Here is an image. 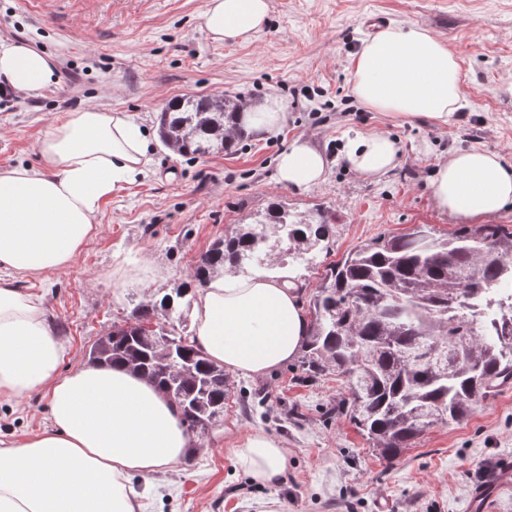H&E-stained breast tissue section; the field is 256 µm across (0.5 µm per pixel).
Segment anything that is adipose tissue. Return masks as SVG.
Returning <instances> with one entry per match:
<instances>
[{"mask_svg":"<svg viewBox=\"0 0 512 512\" xmlns=\"http://www.w3.org/2000/svg\"><path fill=\"white\" fill-rule=\"evenodd\" d=\"M268 0H207L203 24L213 41L245 42L263 30ZM53 75L45 55L0 39V81L41 96ZM351 91L369 109L410 121L447 124L460 106L462 74L446 43L417 24L391 25L364 42L349 72ZM286 120L275 96L235 114L236 127L261 138ZM147 130L127 113L89 107L55 118L36 163L0 171V399L47 397L49 423L38 433L0 439V512H145L133 474L174 469L194 445L175 406L147 378L122 365L89 364L64 374L65 346L40 296L16 276L65 270L97 231L104 199L144 173ZM400 146L375 131L348 138L344 158L366 179L393 170ZM322 152L294 141L276 164L279 183L323 181ZM437 207L460 220L512 205V167L491 152L454 151L431 183ZM290 280L224 275L198 290L191 342L225 370L254 378L300 352L309 325ZM237 466L271 484L288 451L256 431L234 448Z\"/></svg>","mask_w":512,"mask_h":512,"instance_id":"obj_1","label":"adipose tissue"}]
</instances>
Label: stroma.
<instances>
[{
  "label": "stroma",
  "instance_id": "35a3bbf8",
  "mask_svg": "<svg viewBox=\"0 0 512 512\" xmlns=\"http://www.w3.org/2000/svg\"><path fill=\"white\" fill-rule=\"evenodd\" d=\"M265 28L251 41L213 42L202 25L206 0H0V38L46 54L54 70L42 96L0 104V170L32 163L57 116L90 106L125 112L148 130L149 172L101 204L100 227L68 270L23 277L19 288L42 295L65 345L62 372L88 364L95 342L173 289L198 290L200 255L240 224L279 203L298 216L331 221L332 233L311 260L294 262L274 243L249 274L287 269L304 310L330 264L383 236L422 224L445 238L460 221L441 212L431 190L449 152L483 149L512 166V0H269ZM417 24L446 42L462 71L461 106L439 126L393 120L363 106L348 81L351 60L372 36L365 22ZM186 94L237 96L255 103L278 96L285 123L232 150L183 155L159 136V115ZM385 131L399 140L397 166L361 178L343 160L347 134ZM297 139L328 161L325 181L286 187L276 158ZM138 267L113 300L116 267ZM222 422L202 435L181 476H134L147 512H476L477 485H494V512H512V481L496 468L512 459V383L496 388L459 422L426 430L394 461L372 451L349 414L334 371L308 374L294 359L261 377L231 376ZM46 398L0 402V434L37 432ZM262 431L288 450L276 485L253 482L231 448Z\"/></svg>",
  "mask_w": 512,
  "mask_h": 512
}]
</instances>
